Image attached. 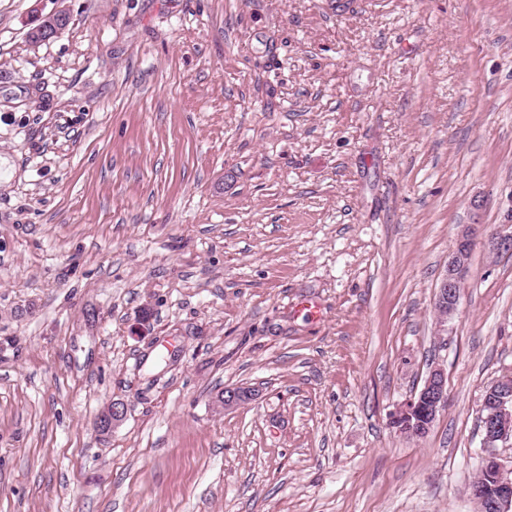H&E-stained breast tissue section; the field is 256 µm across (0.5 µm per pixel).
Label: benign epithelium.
Instances as JSON below:
<instances>
[{
  "instance_id": "7a95c632",
  "label": "benign epithelium",
  "mask_w": 512,
  "mask_h": 512,
  "mask_svg": "<svg viewBox=\"0 0 512 512\" xmlns=\"http://www.w3.org/2000/svg\"><path fill=\"white\" fill-rule=\"evenodd\" d=\"M477 224H465L458 234L455 249L448 260L434 302L437 335H448V324L458 312L461 287L465 280ZM493 254L512 251V219L507 228L493 230L485 239ZM254 391L248 388H229L216 399L223 409H230L253 400ZM448 406V387L444 369L435 365L428 371L421 389L398 405L389 415V423L399 434L410 439L425 437L439 411ZM127 405L122 400L110 401L99 414L95 429L101 434L112 432L126 417ZM483 469L489 480H477L470 495L478 505V512H512V475L504 472L498 461L496 448L512 442V375L491 385L481 403Z\"/></svg>"
}]
</instances>
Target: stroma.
Returning a JSON list of instances; mask_svg holds the SVG:
<instances>
[{
	"mask_svg": "<svg viewBox=\"0 0 512 512\" xmlns=\"http://www.w3.org/2000/svg\"><path fill=\"white\" fill-rule=\"evenodd\" d=\"M511 209L512 0H0V512H477ZM504 224L507 225L502 226L507 227L510 231H507L504 227L493 230L484 240L485 245L493 254L498 255L502 253H510L512 251V209L510 220ZM477 223L465 224L458 234L455 249L448 260L446 273L441 279L434 302L437 335L448 333V324L458 312L461 287L465 280L474 240ZM447 406L445 372L435 365L429 369L421 389L390 413L389 423L399 434L421 439L429 433L439 411ZM127 405L122 400L110 401L99 414L95 429L100 434H109L126 417Z\"/></svg>",
	"mask_w": 512,
	"mask_h": 512,
	"instance_id": "35a3bbf8",
	"label": "stroma"
}]
</instances>
